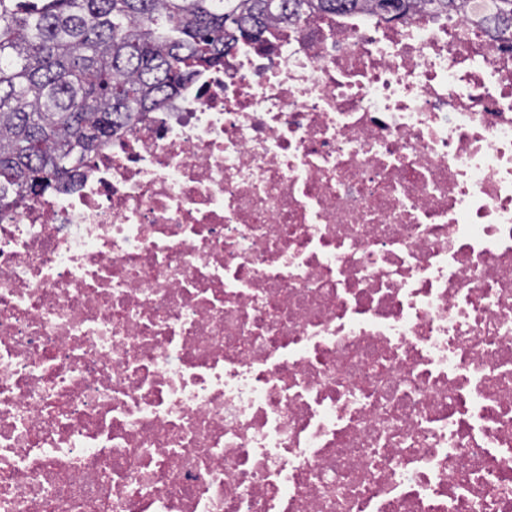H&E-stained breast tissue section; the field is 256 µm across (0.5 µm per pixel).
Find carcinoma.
I'll return each mask as SVG.
<instances>
[{
    "label": "carcinoma",
    "instance_id": "carcinoma-1",
    "mask_svg": "<svg viewBox=\"0 0 512 512\" xmlns=\"http://www.w3.org/2000/svg\"><path fill=\"white\" fill-rule=\"evenodd\" d=\"M460 0H0V214L66 183L98 146L174 97L240 38L306 11L386 19Z\"/></svg>",
    "mask_w": 512,
    "mask_h": 512
}]
</instances>
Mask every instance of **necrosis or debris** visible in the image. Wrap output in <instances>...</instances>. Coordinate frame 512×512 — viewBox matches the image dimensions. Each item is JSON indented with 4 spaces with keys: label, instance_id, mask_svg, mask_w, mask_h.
<instances>
[{
    "label": "necrosis or debris",
    "instance_id": "1",
    "mask_svg": "<svg viewBox=\"0 0 512 512\" xmlns=\"http://www.w3.org/2000/svg\"><path fill=\"white\" fill-rule=\"evenodd\" d=\"M267 24L0 216V512H512V22Z\"/></svg>",
    "mask_w": 512,
    "mask_h": 512
}]
</instances>
